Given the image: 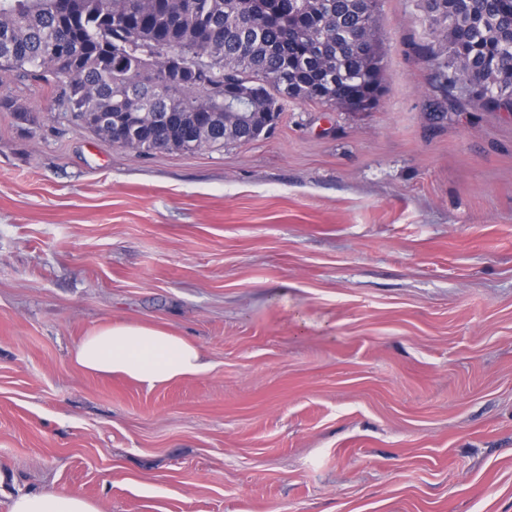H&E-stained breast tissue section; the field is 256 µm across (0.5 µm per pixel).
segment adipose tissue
<instances>
[{
  "instance_id": "ef3b65f1",
  "label": "adipose tissue",
  "mask_w": 512,
  "mask_h": 512,
  "mask_svg": "<svg viewBox=\"0 0 512 512\" xmlns=\"http://www.w3.org/2000/svg\"><path fill=\"white\" fill-rule=\"evenodd\" d=\"M73 359L88 372L123 374L154 387L203 373L199 348L186 337L160 328L129 323L97 327L74 346ZM10 512H99L92 501L65 488L25 492L13 498Z\"/></svg>"
}]
</instances>
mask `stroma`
Segmentation results:
<instances>
[{
  "label": "stroma",
  "instance_id": "1",
  "mask_svg": "<svg viewBox=\"0 0 512 512\" xmlns=\"http://www.w3.org/2000/svg\"><path fill=\"white\" fill-rule=\"evenodd\" d=\"M367 112L135 153L0 74V512H512V115L436 118L413 0H380ZM154 325L205 373L74 364ZM9 512H99L92 501L65 488L25 492L12 499Z\"/></svg>",
  "mask_w": 512,
  "mask_h": 512
}]
</instances>
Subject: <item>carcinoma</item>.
Segmentation results:
<instances>
[{
	"mask_svg": "<svg viewBox=\"0 0 512 512\" xmlns=\"http://www.w3.org/2000/svg\"><path fill=\"white\" fill-rule=\"evenodd\" d=\"M251 0H0V66L47 85L74 120L134 150L244 144L290 101L373 108L383 89L379 0H274L293 33ZM432 93L457 111H512V0H415ZM0 112L29 121L0 98ZM110 115L108 125L100 114Z\"/></svg>",
	"mask_w": 512,
	"mask_h": 512,
	"instance_id": "cac0c4a2",
	"label": "carcinoma"
}]
</instances>
